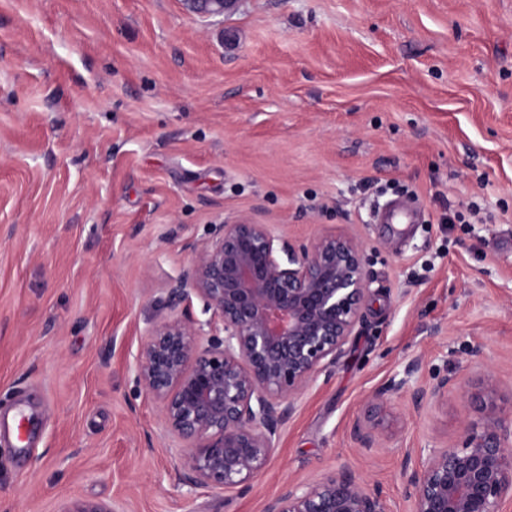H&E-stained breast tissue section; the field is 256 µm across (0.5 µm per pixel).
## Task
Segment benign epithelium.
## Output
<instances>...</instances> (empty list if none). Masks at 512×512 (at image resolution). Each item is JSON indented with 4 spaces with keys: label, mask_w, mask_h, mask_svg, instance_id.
<instances>
[{
    "label": "benign epithelium",
    "mask_w": 512,
    "mask_h": 512,
    "mask_svg": "<svg viewBox=\"0 0 512 512\" xmlns=\"http://www.w3.org/2000/svg\"><path fill=\"white\" fill-rule=\"evenodd\" d=\"M221 14L233 0H190ZM190 265L167 288L170 318L149 327L134 356L136 384L159 405L166 431L187 456L179 480L190 487L245 489L265 470L280 426L299 395L328 371L362 322L370 275L364 243L319 234L298 246L272 224L228 218L213 238L189 246ZM198 299L202 323L177 314ZM406 380L375 394L355 432L371 443L375 416ZM461 386L448 375L410 394L414 408L448 400ZM405 497L412 512H499L512 499V420L490 412L464 425L458 445L410 448ZM64 512H112L76 501ZM266 512H391L387 500L350 470L290 483Z\"/></svg>",
    "instance_id": "benign-epithelium-1"
}]
</instances>
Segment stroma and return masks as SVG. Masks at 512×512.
<instances>
[{
  "mask_svg": "<svg viewBox=\"0 0 512 512\" xmlns=\"http://www.w3.org/2000/svg\"><path fill=\"white\" fill-rule=\"evenodd\" d=\"M243 215L365 241L370 296L264 473L192 488L129 362L188 244ZM416 357L462 392L393 397L362 447ZM490 377L512 416V0H0V512H265L342 467L411 512L405 450L460 443ZM405 384L406 380L404 379L397 383L393 382L388 390L377 393L371 398L366 411L364 412L363 419H359L355 427L356 436L360 442L369 445L374 440L377 426L379 425V423L374 422L375 416L390 405V393H397Z\"/></svg>",
  "mask_w": 512,
  "mask_h": 512,
  "instance_id": "obj_1",
  "label": "stroma"
}]
</instances>
